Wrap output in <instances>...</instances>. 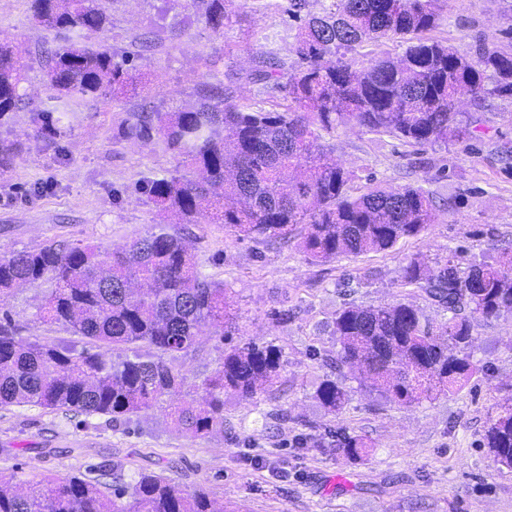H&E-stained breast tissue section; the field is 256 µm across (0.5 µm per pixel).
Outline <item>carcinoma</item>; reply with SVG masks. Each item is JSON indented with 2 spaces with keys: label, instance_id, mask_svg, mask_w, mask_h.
Instances as JSON below:
<instances>
[{
  "label": "carcinoma",
  "instance_id": "1",
  "mask_svg": "<svg viewBox=\"0 0 512 512\" xmlns=\"http://www.w3.org/2000/svg\"><path fill=\"white\" fill-rule=\"evenodd\" d=\"M107 0H31L35 24L63 40L45 57L0 38V127L25 103L28 72L39 67L47 86L61 93L111 100L150 90V80L113 61L112 52L71 41L73 30L105 27ZM213 31L229 20L228 0H200ZM439 0H336L323 13L288 8L296 28L299 65L284 73L260 56L247 80L266 92L284 93L281 110L232 103V87L205 84L191 109L132 115L127 139L144 143L162 135L176 165L146 191L158 214L194 224L201 214L241 238L286 243L296 225H308L300 247L314 261L392 249L434 223L436 208L420 187L376 186L353 196L354 175L330 160L321 132L344 121L409 145L477 138L480 118L454 112L469 99L476 111L487 96L512 99V52L482 49L467 58L430 36ZM399 38V57H374L358 71L353 56L367 41ZM33 138L55 139L62 117L36 112ZM21 143L0 138V168L7 169ZM450 253L433 270L409 262L401 286L424 292L450 317L437 328L422 322L406 302L373 308L343 307L334 321L337 362L368 375L387 401L409 405L451 392L473 373L470 319L512 312V253L468 272ZM51 288L40 319L86 339L78 350L19 335L10 311L0 315V408L41 407L87 417H132L169 398L168 417L182 431L202 437L224 430V393L251 398L270 384L280 367L273 345L250 342L224 353L220 366L201 381L203 395L175 401L187 378L173 365L194 349L201 327L224 336L231 321L224 283L204 274L184 234L161 222L120 250L101 245L49 243L0 255V303L23 285ZM156 354L143 356L138 345ZM115 356H107V352ZM316 397L331 412L348 400L336 381L321 382ZM484 446L512 467V396L488 421ZM366 447L343 433L336 449L353 456ZM130 500H124L125 496ZM0 512H214L204 491L185 492L158 475L112 484L84 476L64 482L6 486Z\"/></svg>",
  "mask_w": 512,
  "mask_h": 512
}]
</instances>
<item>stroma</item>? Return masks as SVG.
Wrapping results in <instances>:
<instances>
[{
  "label": "stroma",
  "instance_id": "obj_1",
  "mask_svg": "<svg viewBox=\"0 0 512 512\" xmlns=\"http://www.w3.org/2000/svg\"><path fill=\"white\" fill-rule=\"evenodd\" d=\"M290 0H232L223 31L206 26L196 0H113L100 32L77 30L72 40L109 48L115 61L133 57L158 86L154 95L115 102L58 96L41 70L29 73L34 108L66 116L56 144L32 138L33 110L16 112L0 136L23 143L0 172V253L46 242L123 247L159 220L142 193L145 181L175 166L162 136L147 143L124 139L133 112L195 105L198 89L238 76L235 102L274 104L281 93H260L246 75L254 55L295 65L296 30ZM434 37L474 55L476 47L512 49V0H441ZM54 51V33L31 19L29 0H0V37ZM482 132L472 148L438 143L408 146L355 123L323 135L331 156L353 172L352 193L367 187L412 185L428 191L438 218L419 236L391 250L309 260L297 241L271 244L238 239L208 218L190 225L185 241L201 270L224 284L231 333L202 329L195 352L175 366L188 384H200L226 349L254 341L281 352L279 376L245 399L224 395V429L206 438L178 431L157 405L130 427L105 416L39 407L0 409V477L62 481L91 473L111 483L160 474L182 490L206 489L218 512H512V470L483 446L490 417L512 395V313L475 319L470 360L475 371L456 392L411 406L386 401L358 371L337 368V312L351 303L372 307L412 303L437 326L447 311L424 293H406L402 269L412 258L434 265L457 251L463 266L494 263L512 249V169L500 154L512 144V99L487 98ZM46 287L25 286L5 309L22 336L61 345L81 337L42 323ZM335 380L349 399L338 414L315 397L323 379ZM346 428L369 445L351 457L329 450L328 432Z\"/></svg>",
  "mask_w": 512,
  "mask_h": 512
}]
</instances>
